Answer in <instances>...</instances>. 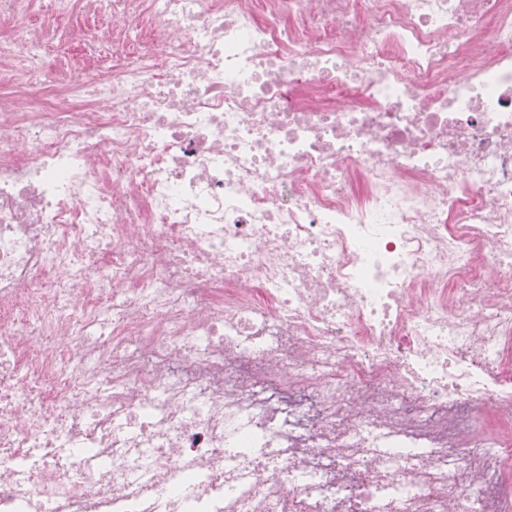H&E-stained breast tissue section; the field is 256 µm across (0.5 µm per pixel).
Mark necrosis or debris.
<instances>
[{"mask_svg": "<svg viewBox=\"0 0 512 512\" xmlns=\"http://www.w3.org/2000/svg\"><path fill=\"white\" fill-rule=\"evenodd\" d=\"M107 2L0 0V512H512V0Z\"/></svg>", "mask_w": 512, "mask_h": 512, "instance_id": "4bbe7bcc", "label": "necrosis or debris"}]
</instances>
